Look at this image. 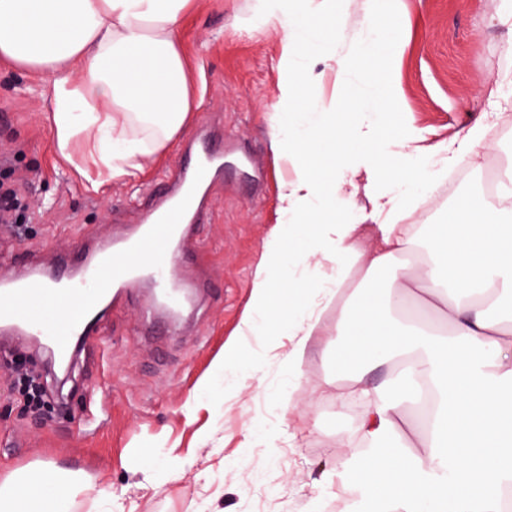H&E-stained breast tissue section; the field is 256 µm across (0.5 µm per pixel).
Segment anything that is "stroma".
<instances>
[{
    "label": "stroma",
    "instance_id": "stroma-1",
    "mask_svg": "<svg viewBox=\"0 0 512 512\" xmlns=\"http://www.w3.org/2000/svg\"><path fill=\"white\" fill-rule=\"evenodd\" d=\"M503 0H391L406 34L390 78L404 125L428 144L452 141L482 118L488 92L512 80V27ZM250 0H192L179 30L197 107L143 172L99 188L61 161L50 118V79L0 63V169L30 204L22 234L0 223V250L13 252L0 275L49 267L59 252L94 245L137 222L165 170L176 168L201 122L223 126L240 154H225L212 186L208 223L195 236L198 259L219 296L204 295L195 315L155 348L138 332L135 305L107 309L99 336L77 352L67 383L53 378L48 354L24 336L8 349L25 367L61 387L64 406L40 419L24 411L0 363V481L47 466L80 487L69 512H377L357 480L360 459L336 441L354 433L336 402L335 351L323 337L295 356L288 334L259 344L239 333L253 277L279 220L277 184L288 169L269 149L278 57L273 33L239 24ZM249 366L215 377L229 343ZM102 420L89 424V393ZM353 498L339 500L343 491Z\"/></svg>",
    "mask_w": 512,
    "mask_h": 512
}]
</instances>
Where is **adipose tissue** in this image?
<instances>
[{
    "mask_svg": "<svg viewBox=\"0 0 512 512\" xmlns=\"http://www.w3.org/2000/svg\"><path fill=\"white\" fill-rule=\"evenodd\" d=\"M189 0H0V60L30 76L52 79L53 134L58 154L75 168L90 165L116 179L143 170L194 110L178 25ZM351 0H320L290 7L288 0H251L242 24L276 36L278 100L271 116L269 148L290 162L293 175L278 186V212L288 224L309 228L295 253L308 267L335 264L319 284L336 303V318H320L283 267L285 239L275 228L253 279L242 325L255 336L279 335L289 325L303 355L317 330L347 337L338 363L347 366L351 394L368 405L357 428L377 444L368 459L366 484L384 512H502L512 487V323L493 318L512 298V193L490 198L480 191L460 196L445 223L420 242L402 216L413 204L409 190H433L437 173L425 154L445 165L492 152L487 122L461 132L455 146L423 147L409 127L398 140L381 129L399 110L385 77L399 54L405 25L389 16L390 0H360L364 36L340 48L336 21ZM337 74L355 69L374 95L367 106L353 89L304 119L302 94L315 83L312 60ZM361 113L358 124L340 113ZM143 124L150 141L132 137ZM81 155H74L75 145ZM413 167L409 181L380 191L383 171ZM372 203L375 245L365 244L351 215L358 190ZM391 268L390 286L378 271ZM360 271L362 296L339 299L352 271ZM423 295L449 333L416 318L409 307ZM397 361L403 376L387 388L364 383L365 369ZM417 404L426 432L407 437L404 405ZM402 439L399 447L390 438ZM77 493L69 480L46 481L43 470L9 476L0 484V512H67Z\"/></svg>",
    "mask_w": 512,
    "mask_h": 512,
    "instance_id": "obj_1",
    "label": "adipose tissue"
}]
</instances>
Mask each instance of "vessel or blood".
<instances>
[{
    "instance_id": "obj_1",
    "label": "vessel or blood",
    "mask_w": 512,
    "mask_h": 512,
    "mask_svg": "<svg viewBox=\"0 0 512 512\" xmlns=\"http://www.w3.org/2000/svg\"><path fill=\"white\" fill-rule=\"evenodd\" d=\"M186 151L190 164L175 170L165 192L123 235L64 259L60 271L34 266L26 275L1 280L0 323L19 332L38 330L54 358L66 362L79 344L97 335L103 314L99 303L84 304L86 282L111 281V289L100 290L101 299L141 301L140 325L148 330L161 312L191 304L208 280L201 272L182 279L178 267L186 262L194 228L209 217L212 185L224 178V134L201 126ZM63 301L78 305L77 315L57 312Z\"/></svg>"
}]
</instances>
